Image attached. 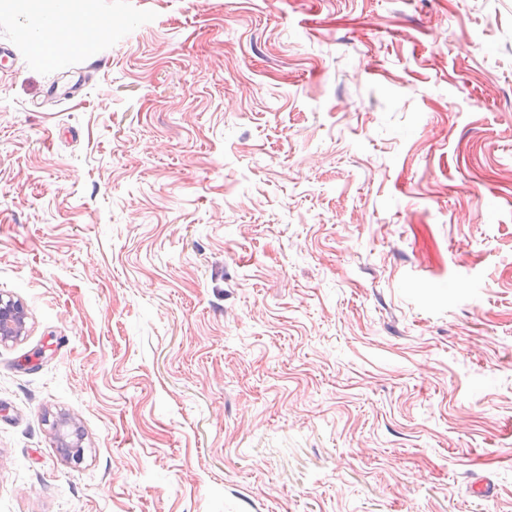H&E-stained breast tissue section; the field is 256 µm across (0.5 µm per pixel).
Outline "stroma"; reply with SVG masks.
<instances>
[{"label": "stroma", "instance_id": "1", "mask_svg": "<svg viewBox=\"0 0 512 512\" xmlns=\"http://www.w3.org/2000/svg\"><path fill=\"white\" fill-rule=\"evenodd\" d=\"M77 4L0 0V512H512V0ZM26 310L23 304L11 297L0 295V343L17 340L26 330ZM58 446L69 452L72 445L79 440L80 430L67 418H61L53 425Z\"/></svg>", "mask_w": 512, "mask_h": 512}]
</instances>
